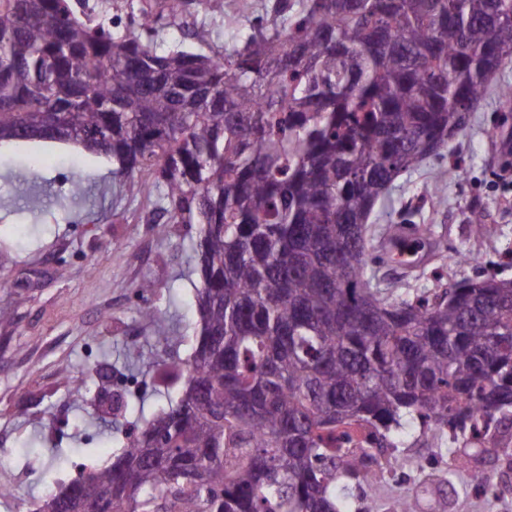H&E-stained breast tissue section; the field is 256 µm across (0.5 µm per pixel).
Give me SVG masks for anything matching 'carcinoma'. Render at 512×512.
I'll return each instance as SVG.
<instances>
[{"label":"carcinoma","instance_id":"obj_1","mask_svg":"<svg viewBox=\"0 0 512 512\" xmlns=\"http://www.w3.org/2000/svg\"><path fill=\"white\" fill-rule=\"evenodd\" d=\"M276 21L206 54L160 47L145 7L130 30L71 0H0V140H49L163 186L192 243L200 333L182 394L132 431L112 465L68 490L70 512H352L373 456L336 447L362 423L396 453L411 431L512 458L477 432L512 429V280L394 298L375 286L369 219L394 182L466 127L512 62L504 0H271ZM88 180L57 204L87 202ZM434 225L388 234L432 249ZM158 343L177 337L148 309Z\"/></svg>","mask_w":512,"mask_h":512}]
</instances>
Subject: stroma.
<instances>
[{
  "label": "stroma",
  "mask_w": 512,
  "mask_h": 512,
  "mask_svg": "<svg viewBox=\"0 0 512 512\" xmlns=\"http://www.w3.org/2000/svg\"><path fill=\"white\" fill-rule=\"evenodd\" d=\"M268 0H224L223 12L206 0H191L190 11L166 18L160 44L189 42L206 52L229 49L236 33L254 18L272 23ZM512 87V62L496 73L490 90L465 130L448 144L445 155L426 159L399 177L371 221L435 225L447 254L472 252L482 266L448 268V279L495 277L512 280V99L498 96ZM44 157L29 179L50 194L32 205L10 194L15 175L0 168V469L12 477L10 500L0 512H32L48 491L69 484L77 468L90 462L112 463L134 425L151 420L177 400L179 381L160 382L154 360L184 359L199 331L194 305V258L199 236L195 224H174L158 235L167 202L163 190L145 198L139 178L117 177L111 159L53 141H2L0 158ZM453 176H445L449 166ZM90 176L96 185L94 206L79 203L63 210L54 195L67 193L73 176ZM481 212L491 234H479L470 222ZM374 274L398 294L434 287L432 275L387 259L381 239L372 242ZM150 282L149 293L138 287ZM152 308L179 340L160 346L152 323L141 316ZM83 384L84 398L74 402L72 382ZM436 457V465L413 472L406 483L378 477L363 487L362 499L374 512H393L402 495H418L422 512H512V497L491 498L472 485L471 470L458 466L439 443L420 441L403 456Z\"/></svg>",
  "instance_id": "obj_1"
}]
</instances>
